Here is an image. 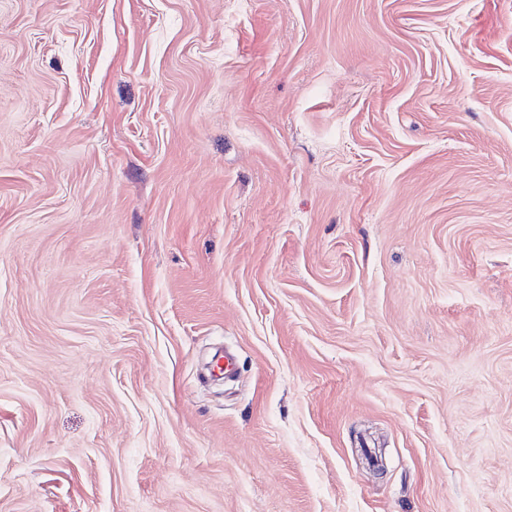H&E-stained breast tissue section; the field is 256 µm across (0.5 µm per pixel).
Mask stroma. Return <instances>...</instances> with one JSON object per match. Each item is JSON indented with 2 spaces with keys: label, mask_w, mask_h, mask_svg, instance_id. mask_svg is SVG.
<instances>
[{
  "label": "stroma",
  "mask_w": 512,
  "mask_h": 512,
  "mask_svg": "<svg viewBox=\"0 0 512 512\" xmlns=\"http://www.w3.org/2000/svg\"><path fill=\"white\" fill-rule=\"evenodd\" d=\"M0 512H512V0H0Z\"/></svg>",
  "instance_id": "obj_1"
}]
</instances>
